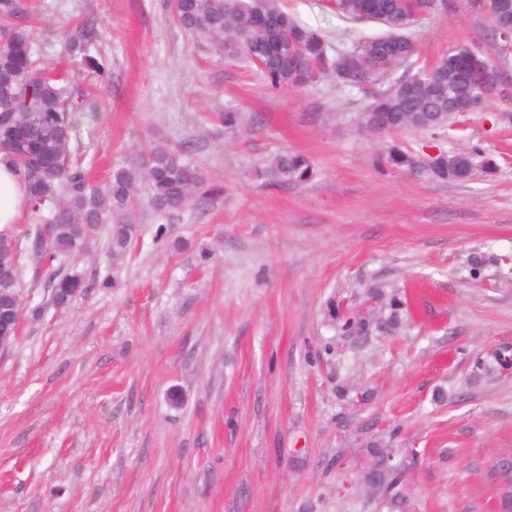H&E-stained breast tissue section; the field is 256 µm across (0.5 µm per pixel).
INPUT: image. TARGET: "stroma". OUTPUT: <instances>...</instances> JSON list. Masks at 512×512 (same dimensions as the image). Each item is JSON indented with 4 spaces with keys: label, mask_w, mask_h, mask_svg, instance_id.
I'll list each match as a JSON object with an SVG mask.
<instances>
[{
    "label": "stroma",
    "mask_w": 512,
    "mask_h": 512,
    "mask_svg": "<svg viewBox=\"0 0 512 512\" xmlns=\"http://www.w3.org/2000/svg\"><path fill=\"white\" fill-rule=\"evenodd\" d=\"M25 2L44 65L80 97L72 149L94 181L166 141L190 146L224 191L163 217L139 187L124 253L103 224L81 258L55 261L85 282L64 309L29 252L33 214L7 228L26 311L0 351V512H390L362 482L378 451L403 470L401 512H501L512 496V366L500 362L512 357V99L453 113L434 133L377 135L356 121L364 88L327 70L272 91L256 67L182 29L172 0ZM325 2L284 5L333 47L387 31ZM85 21L109 87L61 52V34ZM412 32L427 63L492 43L479 0H435ZM229 105L231 130L219 121ZM394 146L413 166L378 169ZM285 149L311 157V183L255 176ZM439 152L474 154L471 179H435L426 163ZM383 284L401 302L395 330L373 295ZM351 316L367 330L346 332Z\"/></svg>",
    "instance_id": "35a3bbf8"
}]
</instances>
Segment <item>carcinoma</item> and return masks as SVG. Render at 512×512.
I'll return each mask as SVG.
<instances>
[{"instance_id": "carcinoma-1", "label": "carcinoma", "mask_w": 512, "mask_h": 512, "mask_svg": "<svg viewBox=\"0 0 512 512\" xmlns=\"http://www.w3.org/2000/svg\"><path fill=\"white\" fill-rule=\"evenodd\" d=\"M274 16L279 26L259 28L253 21L254 8ZM433 0H335L336 15L350 21L395 20L403 30L432 9ZM487 15L512 18V0H483ZM23 0H0V18L11 19L25 12ZM177 24L208 41L227 59H242L257 67L274 90L303 87V74L326 67L341 82L360 86L372 78L388 76L396 67L411 69L417 63L418 47L413 37L393 41L388 35L366 39L351 49H338L328 56L330 45L317 30L300 23L288 13L282 0H173ZM97 32L84 23L65 41L67 54L80 55V63L97 76L101 87L109 85L107 66L92 54ZM458 46L439 57L431 66L428 82L416 80L417 73L392 81L386 88L370 93L371 101L358 114L360 127L379 133V111L389 118V131H435L448 125V100H467L484 81H494L472 73L465 53ZM78 102L71 99L68 74L42 66L34 53L31 29L16 23L0 26V150L9 154L28 183L30 208L53 226L48 238L36 230L31 254L39 262L82 252L90 232L99 224L118 217L112 226V248H126L133 226L129 217L134 189L146 183L149 201L160 215L201 205L222 188L208 182L201 168L189 158V148L156 142L149 148L148 163L141 167L124 160L112 167L103 186L89 185L87 172L72 159L73 112ZM410 164L397 147L377 161L381 169ZM474 170L469 154L452 153L432 170L441 180L465 181ZM260 175L275 184L303 185L313 180L316 170L303 153L285 150L274 155ZM19 270L15 246L0 236V296L15 302V318L4 332L8 349L17 338L23 315L17 292ZM50 287L75 298L85 287L82 277L71 272L51 274ZM369 485L393 499L402 497L403 484L394 465L376 464L366 471Z\"/></svg>"}]
</instances>
